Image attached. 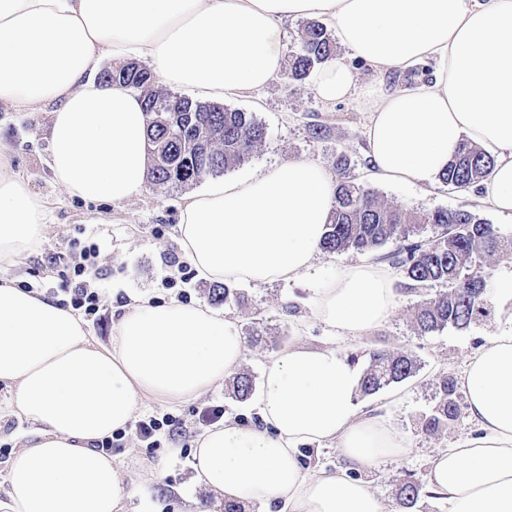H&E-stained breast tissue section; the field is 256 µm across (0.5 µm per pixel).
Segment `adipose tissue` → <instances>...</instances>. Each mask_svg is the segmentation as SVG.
<instances>
[{"instance_id": "obj_1", "label": "adipose tissue", "mask_w": 512, "mask_h": 512, "mask_svg": "<svg viewBox=\"0 0 512 512\" xmlns=\"http://www.w3.org/2000/svg\"><path fill=\"white\" fill-rule=\"evenodd\" d=\"M330 21L341 45L375 74L368 90L371 177L428 187L469 140L495 152L481 203L512 215V0H0V107L48 108L49 167L75 198L119 204L147 177L139 96L98 77L103 59L142 60L157 81L221 99L264 87L282 71L288 21ZM432 65L394 86L390 72ZM322 102L352 97V69L311 73ZM0 140V268L39 244L45 203L15 172ZM336 177L292 160L211 181L180 206L179 246L208 280L258 284L311 273L328 231ZM389 266L340 267L311 314L358 339L390 316ZM247 342L223 312L177 300L128 307L113 344L86 333L53 299L0 281V383L32 423L7 462L0 512H122L135 475L97 441L126 428L145 400L176 403L221 385ZM361 367L334 347H291L264 366L260 426L224 420L196 441L193 467L217 498L288 512H386L367 482L304 470L303 445H336L351 469L405 455L391 421L362 410ZM475 426L436 455L430 490L448 512H512V315L469 356L460 377Z\"/></svg>"}]
</instances>
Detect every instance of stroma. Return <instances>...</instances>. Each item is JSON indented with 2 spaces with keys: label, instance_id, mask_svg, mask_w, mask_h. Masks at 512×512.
<instances>
[{
  "label": "stroma",
  "instance_id": "obj_1",
  "mask_svg": "<svg viewBox=\"0 0 512 512\" xmlns=\"http://www.w3.org/2000/svg\"><path fill=\"white\" fill-rule=\"evenodd\" d=\"M227 106L248 113L267 131L265 141L245 164L235 168V175L253 174L275 163L292 159L318 161L334 168L337 155L350 160L351 171L358 180L366 179L368 161L365 154L364 127L368 105L354 97L324 104L313 91L309 80L275 79L268 85L227 99ZM325 129L322 139H313L310 125ZM47 112L0 111V138L14 148L12 165L31 190L46 203V224L38 249L22 256L9 268L0 269V278L20 283L30 280L33 272L43 271L46 255L65 249L70 239L95 236L100 244L103 278L98 286L105 299L104 319L88 325L87 330L99 343L110 344L125 305L119 296L135 299L146 295L152 300H169L172 292L160 284L165 265L180 258L178 237L179 206L185 196L195 193V186L173 189H143L141 195L120 206H90L71 198L55 183L49 168ZM371 187L388 203L407 210L469 209L502 233H512V217L501 216L483 207L478 200L479 187L461 190L443 181L430 188L375 181ZM351 252L320 253L312 277L292 282H275L240 287L238 303L225 306L235 317L243 335L251 342L242 373L260 382L264 364L288 348L336 346L357 355L360 366H367L373 349L408 348L416 355L420 369L410 379L386 387L371 396H359L363 408H380L393 425L407 438L409 452L371 470L367 479L371 488L385 502H392L407 474L426 480L430 463L438 451L460 445L472 432L469 421L444 435L422 433L417 423L430 409L436 382L442 373L460 375L467 357L485 345L498 324L500 308L490 302L488 316L469 327L446 328L431 336H418L412 314L419 300L417 294L400 292L393 314L380 327L360 341L334 336L326 325L311 318L319 282L332 277L337 268L357 262ZM223 405L225 416L249 417L251 401L236 399L230 387L221 386L187 402H143L138 415L170 413L192 425L193 410L201 403ZM118 460L131 459L147 472V484L127 501L126 512H189L193 501L211 500L212 495L196 480L193 453H173L160 448L154 454L132 439H123L112 449Z\"/></svg>",
  "mask_w": 512,
  "mask_h": 512
}]
</instances>
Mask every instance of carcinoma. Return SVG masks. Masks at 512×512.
Instances as JSON below:
<instances>
[{"label": "carcinoma", "mask_w": 512, "mask_h": 512, "mask_svg": "<svg viewBox=\"0 0 512 512\" xmlns=\"http://www.w3.org/2000/svg\"><path fill=\"white\" fill-rule=\"evenodd\" d=\"M336 56V43L327 27L307 20L288 50L282 78L303 80L317 66ZM101 79L118 82L140 93L147 116V144L152 166L148 182L152 186L182 188L208 176L222 174L249 160L266 138V128L248 112L220 103H202L187 97L164 93L154 87L150 70L136 62L119 68H106ZM174 106L175 112L166 108ZM346 155L336 157V197L329 229L322 250L339 253L351 250L364 255L388 242L397 247L381 255L402 269L404 289L423 299L413 312V324L420 336H430L448 327L464 329L489 313L487 282L491 260L512 255V234L469 210H404L383 201L373 189L350 173ZM494 157L479 146L465 141L456 158L440 179L466 189L486 178ZM442 228L433 238H424L428 226ZM443 287L435 295L423 290ZM211 301L231 304L239 300L233 289L218 285ZM419 369L413 352L376 350L363 371L361 392L372 395L403 382ZM232 389L245 400L253 391V380L239 375ZM462 395L455 376H439L433 405L421 418V431L445 434L461 424ZM427 495L425 486L407 475L397 494L399 512H414Z\"/></svg>", "instance_id": "carcinoma-1"}]
</instances>
